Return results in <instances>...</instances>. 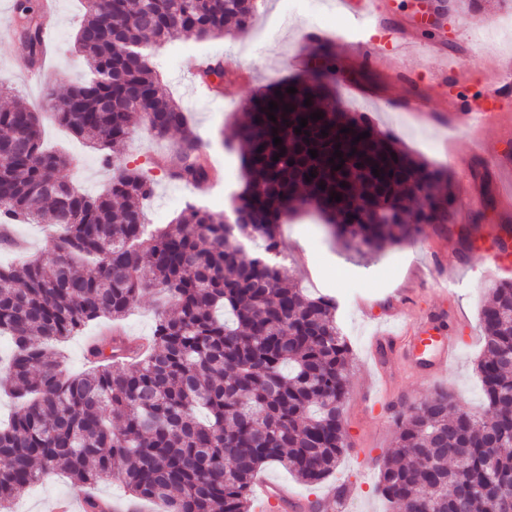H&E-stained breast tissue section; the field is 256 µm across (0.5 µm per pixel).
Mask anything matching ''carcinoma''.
Wrapping results in <instances>:
<instances>
[{"label": "carcinoma", "instance_id": "carcinoma-1", "mask_svg": "<svg viewBox=\"0 0 512 512\" xmlns=\"http://www.w3.org/2000/svg\"><path fill=\"white\" fill-rule=\"evenodd\" d=\"M109 11L110 38L96 0H87L74 50L88 77L53 117L102 151L107 166L114 158L106 150L141 125L159 140L180 130L178 167L169 176L196 188L209 183L213 169L201 161L188 113L159 88L146 50L133 53L130 45H162L178 29L222 37L232 21L243 32L256 0H111ZM14 14L25 64L36 67L44 51L41 4L15 0ZM312 54L320 66L259 91L241 113L227 144L246 176L232 224L189 204L176 223L149 233L143 207L154 186L143 171L124 167L104 193L84 194L57 176L69 159L44 148L40 112L21 102L0 108V227L56 226L59 215L71 217L44 256L0 265V334L12 341L0 386L18 401L0 425V512H13L23 493L56 471L89 487L119 482L166 512H251V487L265 465L278 463L315 485L350 450L342 422L350 351L336 300L284 283L269 256L279 252L280 224L311 209L344 248L376 254L426 226H456L465 240L494 202L485 194L484 208L457 224L448 170L336 110L332 46L317 44ZM224 76L220 63L198 64L203 84L218 86ZM290 86L297 92H286ZM270 101L278 105L274 122ZM315 112L322 119H310ZM301 117L308 124L298 134ZM363 132L369 136L357 139ZM337 149L343 157L333 156ZM336 194L341 201H329ZM149 284L172 303L147 342L101 336L87 347L88 368L65 373L46 342L101 318L123 319ZM480 321L482 410L493 419L448 408L443 387L407 407L377 482L394 512H456L457 501L466 503L461 512H494L501 487L512 486V452L473 444L489 423L494 442H512L511 280L493 288ZM462 454L468 465L460 469Z\"/></svg>", "mask_w": 512, "mask_h": 512}]
</instances>
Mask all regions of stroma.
Wrapping results in <instances>:
<instances>
[{"instance_id":"obj_1","label":"stroma","mask_w":512,"mask_h":512,"mask_svg":"<svg viewBox=\"0 0 512 512\" xmlns=\"http://www.w3.org/2000/svg\"><path fill=\"white\" fill-rule=\"evenodd\" d=\"M446 22L448 58L461 72L460 82L445 79L442 58L423 60L418 54L397 57L387 53L374 66L373 74L387 78L389 85L380 92L356 97L346 92L349 78L333 72L330 83L340 104L349 111L362 112L376 127L395 137L402 145L429 165L444 162L455 155L450 173L457 188L467 189L474 208H481L486 195H499L507 181L500 170L502 162H512V111L482 129L449 134L439 117L457 96H465L474 107L485 104L489 92L484 77L512 67V30L496 25L480 26L479 16L496 17L498 0H486L482 13L467 9L464 0H451ZM55 52L46 62L43 84L32 85L19 65L26 53L15 39L0 40V84L11 87L15 97L39 105L47 91L64 95L82 77V65L73 50V37L86 10L85 0H54ZM317 25L335 34L348 31L343 13L332 0H257L253 25L245 32H230L219 38L198 40L175 32L169 43L154 50L151 66L164 90L188 112L199 137V149L216 168L224 166V139L234 135V123L247 101L262 87L292 76L294 58L305 60L306 67L317 66L304 37L308 26ZM221 60L238 72L239 77L224 86L220 94L201 95L190 71L196 61ZM414 71L413 82L401 81L400 67ZM415 88L422 102V114L389 110V101L406 99L407 88ZM47 146L66 151L74 162L60 172L85 193L94 195L109 183L112 173L105 169L94 149L84 140L44 118ZM180 140L173 133L167 139L153 138L144 128H136L131 137L115 147L120 162L143 166L155 184L146 212L148 221L162 227L180 215L182 195L187 187L172 180L167 171L156 167L157 153L168 150ZM482 162L483 179H475L472 164ZM512 224V212L491 211L484 224L470 232L471 250L461 256L457 235L437 233L424 228L421 239L386 252L377 258L362 257L344 251L317 221L292 219L280 227L281 265L286 278L309 296H334L339 322L351 347L352 370L348 376L349 394L343 408L344 427L350 451L335 471L318 485L301 483L281 465L271 463L261 478L285 484L308 502L329 501L333 488L356 484L359 495L347 507L335 512H389V505L376 490L378 465L389 452L395 431L396 412L428 397L435 388H446L457 405L479 409L482 390L476 362L483 346L480 311L491 288L503 281V273L487 265V256L501 227ZM456 269L453 283H445V267ZM162 302L157 289L141 291L129 314L119 323L101 320L80 336L58 344L69 372L85 369V347L90 337L119 328L131 337L151 335L156 312ZM445 312L449 334L455 340V358L447 372L427 379L418 373L395 366L392 371L391 405H370L363 392L374 378L372 344L378 331L401 330L411 318ZM85 488L74 485L64 473L53 475L34 486L14 504L15 512H42L46 505L61 499L78 501Z\"/></svg>"}]
</instances>
